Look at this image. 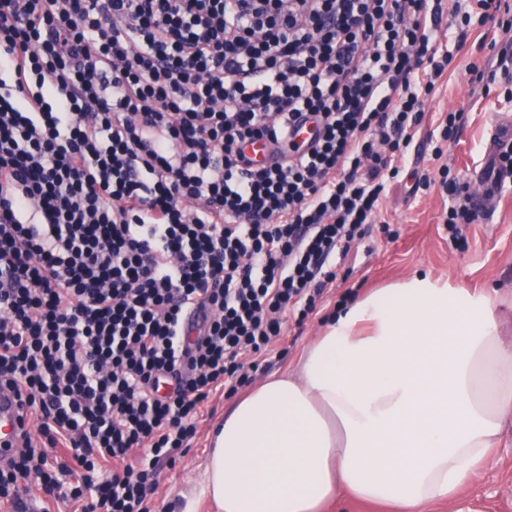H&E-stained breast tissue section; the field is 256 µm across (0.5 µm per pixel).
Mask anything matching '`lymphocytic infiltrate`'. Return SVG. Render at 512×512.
<instances>
[{
	"label": "lymphocytic infiltrate",
	"mask_w": 512,
	"mask_h": 512,
	"mask_svg": "<svg viewBox=\"0 0 512 512\" xmlns=\"http://www.w3.org/2000/svg\"><path fill=\"white\" fill-rule=\"evenodd\" d=\"M446 15L512 28L502 0H0V389L38 422L1 503L150 512L209 398L368 234ZM432 155L456 241L476 215Z\"/></svg>",
	"instance_id": "obj_1"
}]
</instances>
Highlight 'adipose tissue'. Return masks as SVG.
Masks as SVG:
<instances>
[{
	"instance_id": "adipose-tissue-1",
	"label": "adipose tissue",
	"mask_w": 512,
	"mask_h": 512,
	"mask_svg": "<svg viewBox=\"0 0 512 512\" xmlns=\"http://www.w3.org/2000/svg\"><path fill=\"white\" fill-rule=\"evenodd\" d=\"M500 302L427 272L351 302L297 371L262 381L218 425L204 495L218 512L455 499L512 418Z\"/></svg>"
}]
</instances>
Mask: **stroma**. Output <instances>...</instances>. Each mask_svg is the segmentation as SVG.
I'll return each instance as SVG.
<instances>
[{
    "label": "stroma",
    "mask_w": 512,
    "mask_h": 512,
    "mask_svg": "<svg viewBox=\"0 0 512 512\" xmlns=\"http://www.w3.org/2000/svg\"><path fill=\"white\" fill-rule=\"evenodd\" d=\"M455 36L449 28L441 38L442 45L455 47V60L426 103V118L408 148L406 167L390 182L376 224L341 260L339 275L316 312L301 325L286 320L283 336L268 354L266 366L251 373V382L294 371L321 321L335 311L346 292L363 295L418 271L464 288L499 289L506 298L500 307L501 320L512 332V189L499 193L467 225L466 243L459 246L450 241L443 223L446 195L435 186L412 188L415 180L433 172L441 162L459 177H467L482 165L498 123L512 119V86L501 77L487 87L472 83L468 71L476 60L495 66L497 60L489 46L512 45V32L490 23L471 30L463 45H456ZM458 109L466 113L467 121L457 140L445 149L442 161H434L432 132L442 114ZM232 403V398L221 393L210 399L192 447L160 472L159 488L152 498L155 512H185L189 507L194 512H214L202 494L204 469L210 434ZM460 507L466 512H512V420L506 422L492 460L463 489L459 502L438 503L430 512H456Z\"/></svg>",
    "instance_id": "stroma-1"
}]
</instances>
